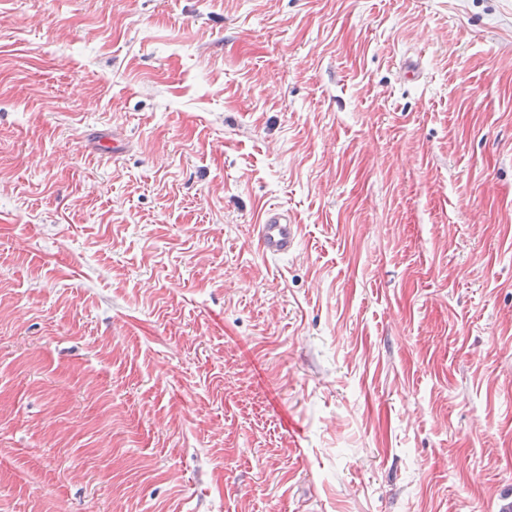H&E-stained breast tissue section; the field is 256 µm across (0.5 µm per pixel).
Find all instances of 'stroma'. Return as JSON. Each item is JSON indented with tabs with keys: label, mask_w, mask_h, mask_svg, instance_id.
I'll return each instance as SVG.
<instances>
[{
	"label": "stroma",
	"mask_w": 512,
	"mask_h": 512,
	"mask_svg": "<svg viewBox=\"0 0 512 512\" xmlns=\"http://www.w3.org/2000/svg\"><path fill=\"white\" fill-rule=\"evenodd\" d=\"M511 507L512 0H0V512ZM298 227L281 209L265 211L261 224H257V237L265 252L270 256L288 255L295 246Z\"/></svg>",
	"instance_id": "1"
}]
</instances>
